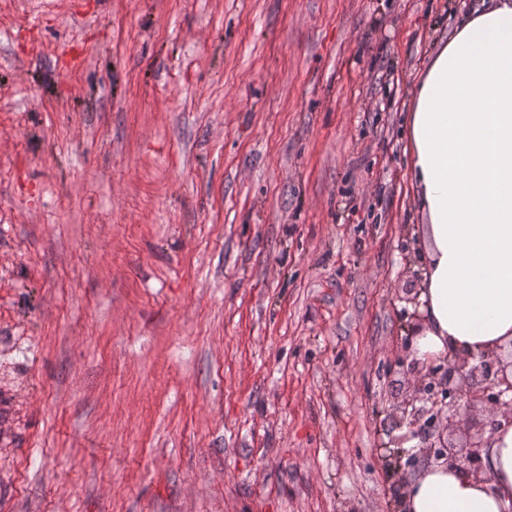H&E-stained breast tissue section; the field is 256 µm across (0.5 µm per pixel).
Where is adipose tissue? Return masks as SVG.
I'll return each mask as SVG.
<instances>
[{
    "mask_svg": "<svg viewBox=\"0 0 512 512\" xmlns=\"http://www.w3.org/2000/svg\"><path fill=\"white\" fill-rule=\"evenodd\" d=\"M426 219L417 360L512 346V0H489L441 42L408 116ZM402 512H512V426L474 476L433 465L405 485Z\"/></svg>",
    "mask_w": 512,
    "mask_h": 512,
    "instance_id": "ef3b65f1",
    "label": "adipose tissue"
}]
</instances>
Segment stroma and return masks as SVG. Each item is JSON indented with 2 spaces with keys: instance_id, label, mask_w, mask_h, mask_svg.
<instances>
[{
  "instance_id": "35a3bbf8",
  "label": "stroma",
  "mask_w": 512,
  "mask_h": 512,
  "mask_svg": "<svg viewBox=\"0 0 512 512\" xmlns=\"http://www.w3.org/2000/svg\"><path fill=\"white\" fill-rule=\"evenodd\" d=\"M0 0V512H395L407 116L481 0Z\"/></svg>"
}]
</instances>
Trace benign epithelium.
<instances>
[{"instance_id": "benign-epithelium-1", "label": "benign epithelium", "mask_w": 512, "mask_h": 512, "mask_svg": "<svg viewBox=\"0 0 512 512\" xmlns=\"http://www.w3.org/2000/svg\"><path fill=\"white\" fill-rule=\"evenodd\" d=\"M413 390L397 406L380 443L388 468L400 470L433 456L467 473L482 470V454L493 432L512 425V360L496 351L448 353L442 364L431 358L412 363ZM419 440L418 451L402 445Z\"/></svg>"}]
</instances>
